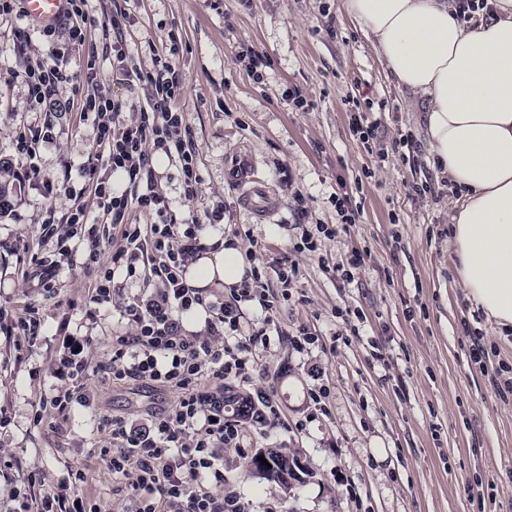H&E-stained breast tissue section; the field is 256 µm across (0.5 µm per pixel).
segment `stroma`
<instances>
[{
  "label": "stroma",
  "instance_id": "obj_1",
  "mask_svg": "<svg viewBox=\"0 0 512 512\" xmlns=\"http://www.w3.org/2000/svg\"><path fill=\"white\" fill-rule=\"evenodd\" d=\"M118 8L132 17L125 43L136 62L148 69L154 53L170 54L183 78L177 106L196 144V196L183 195L178 159H163L157 173L178 221L196 219L205 233L235 239L252 265L266 268L271 289L280 287V262L292 258L300 268L273 322L256 304L242 307V334L266 326L270 344L251 355L249 379L229 386L278 406L275 423L244 427L240 448L224 452V479L249 512H512V392L495 384L498 372H512V337H500L457 283L448 246L454 191L428 163L414 96L386 78L341 0H89L97 16ZM19 28L29 36L22 54L14 48ZM47 54L29 20H0V158L17 187L0 217V303L39 307L45 319L35 346L20 350L0 335V408L12 417L0 450L17 458L15 478L36 469L47 487L82 469L80 496L102 512H126L128 486L94 455V416L142 422L171 406L175 391L93 374L85 381L91 407H74L59 428L49 413L33 421L54 382L60 332L90 337L92 361L105 360L113 336L132 330L124 305L159 288L145 277L123 280L91 320L83 269L60 259L50 291L31 277V255L52 252L43 240L46 209L61 217L80 204L90 221L101 218L80 175L96 147L92 122L67 88L57 95L60 111L28 103L20 74ZM296 91L307 99L300 110L291 102ZM357 110L378 125L370 144L352 130ZM47 125L52 136L34 158L20 156L18 132ZM406 134L416 150L404 159L391 145ZM33 167L44 179L70 175V190L45 196L27 177ZM415 183L427 193L414 195ZM255 187L268 214L245 201ZM339 197L358 210L356 223H342ZM219 205L223 221L206 223ZM310 224L333 225L336 235L294 254ZM356 253L360 270L341 280L337 264ZM301 328L317 338L302 353L288 341ZM473 331L485 347L480 365L470 359ZM322 385L321 414L309 393ZM259 448L297 452L312 478L287 493L246 477Z\"/></svg>",
  "mask_w": 512,
  "mask_h": 512
}]
</instances>
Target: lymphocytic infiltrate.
I'll return each mask as SVG.
<instances>
[{
    "instance_id": "obj_1",
    "label": "lymphocytic infiltrate",
    "mask_w": 512,
    "mask_h": 512,
    "mask_svg": "<svg viewBox=\"0 0 512 512\" xmlns=\"http://www.w3.org/2000/svg\"><path fill=\"white\" fill-rule=\"evenodd\" d=\"M68 4L67 39L57 41L55 27H44L50 58L26 66L21 79L33 104L55 106L59 88L67 85L82 111L93 115L98 149L88 155L81 174L94 185L96 206L110 218L120 246L110 261H102L99 228L79 206L67 216L68 228L57 235L55 247L66 258H80L91 277L87 317H94L95 306L111 302L117 273L134 279L146 272L161 287L148 298L127 303L124 315L135 331L113 336L106 361L91 363L89 337L63 336L51 366L56 384L45 391L34 420L42 422V411L48 408L64 421L74 405H88L83 381L96 371L116 383L174 389L176 403L151 413L145 424L135 426L107 415L98 422L106 437L97 443L96 455L112 476L128 479V512H246L240 494L224 483V449L238 447L241 436L240 424L224 415V382L246 378L249 353L268 340L263 327L240 335L242 303H257L270 317L278 313L280 302L269 295L256 270L250 280L231 289L229 301L220 304L204 331L189 334L181 329L177 313L204 302L202 290L183 280L188 262L205 249L202 226L179 228L170 198L158 188L150 151L155 148L178 159L185 196L194 198L200 181L196 147L184 112L174 106L183 82L169 59L154 57L148 70L127 55L125 31L131 16L125 10L99 18L90 15L88 0ZM91 28L99 32L102 51L112 56L117 83L147 92V104L134 119L122 117L125 100L96 84L99 53L88 55L79 75L61 64L74 47L84 45ZM115 172L124 174L125 188L112 184ZM132 209L149 218L148 227L126 222ZM43 325L36 307L18 312L0 305V334L15 344L35 343ZM17 466L12 454L0 451V478L8 487L10 512H100L99 507L80 502L74 492L85 477L83 470H68L65 478L39 494L36 474L16 480Z\"/></svg>"
}]
</instances>
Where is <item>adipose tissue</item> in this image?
<instances>
[{
	"mask_svg": "<svg viewBox=\"0 0 512 512\" xmlns=\"http://www.w3.org/2000/svg\"><path fill=\"white\" fill-rule=\"evenodd\" d=\"M388 78L423 104L431 167L458 193L450 215L454 274L471 303L512 333V0L460 11L456 0H342ZM189 265L192 288L251 277L218 235Z\"/></svg>",
	"mask_w": 512,
	"mask_h": 512,
	"instance_id": "adipose-tissue-1",
	"label": "adipose tissue"
}]
</instances>
